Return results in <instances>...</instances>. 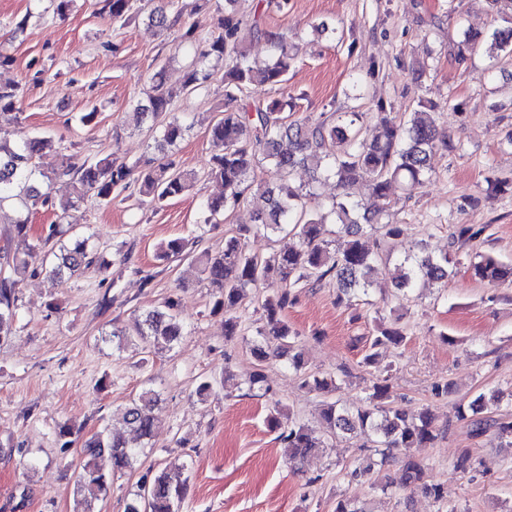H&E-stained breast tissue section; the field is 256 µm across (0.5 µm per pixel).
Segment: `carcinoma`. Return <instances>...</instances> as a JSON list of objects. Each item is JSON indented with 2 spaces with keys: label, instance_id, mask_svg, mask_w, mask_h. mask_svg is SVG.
Returning a JSON list of instances; mask_svg holds the SVG:
<instances>
[{
  "label": "carcinoma",
  "instance_id": "carcinoma-1",
  "mask_svg": "<svg viewBox=\"0 0 512 512\" xmlns=\"http://www.w3.org/2000/svg\"><path fill=\"white\" fill-rule=\"evenodd\" d=\"M234 4L235 0H225L224 12L217 19V34L203 40L196 24L183 18L181 10L175 8L174 0H98L96 13L109 17L116 26L123 27L145 13L148 22L159 30H178L176 48H194L181 85L174 87L165 80L166 64L175 59L170 55L153 74L147 97L138 105L140 115L150 121L154 150L162 158L147 156L127 163L104 155L76 164L67 155L56 170L38 174L34 166L36 155L54 146V139L36 134L13 141L8 130L0 126V207L13 200L24 207V212L14 221L15 236L24 248L6 261L13 275H0V342L16 333L19 279L15 275L34 277L44 272L60 280L65 272L93 263L84 239L75 241L71 247H59L54 264L38 259L42 245L64 234L62 224L70 208L88 196L107 204L122 194L133 199L139 208H157L193 189L198 176L178 169L172 159V147L192 129V125L179 119L176 104L205 87L219 66L224 69V106L212 115L207 125L212 157L204 177L221 182L224 195L202 204L207 213L204 223L218 221L225 213L236 210L244 203L245 193L254 186L263 190L267 208L256 215L253 224L233 228L224 236V248L215 254L203 251L196 256L193 243L176 239L162 249V256L173 261L195 256L201 272L216 288L214 313L238 309L254 288L270 289L261 302L266 329L257 331V335L266 343L271 339L278 341L276 354H287L296 370L302 367L297 335L282 317L291 290L314 287L334 274L341 290L338 302H343L346 296L368 294L375 264L393 254V241L405 232L404 225L385 222L392 186L415 189L428 173L433 151L440 146L451 147L430 117L438 105L420 101V110L406 121L379 112L378 131L370 140L362 137L359 112L347 114L339 124L325 120L292 121L294 104L285 84L288 71L297 59L295 48L282 36L269 33L267 37L274 48L271 60L259 63L250 59L242 38L246 22ZM489 5L506 26L487 33L466 31L464 44L473 48L484 46L493 58H511L512 0H489ZM263 87L278 91V96L263 100L252 97V93ZM17 101L18 89L0 88V116L19 121L21 112ZM307 163L314 166L317 176L335 180L340 190L325 210L311 206L313 192L290 181L294 168ZM59 180L77 181L76 196L65 202L56 201L50 187ZM359 181L368 183L378 201L377 210L370 215L359 213V202L351 198L350 188ZM38 208L56 213V221L48 226L41 245L28 242L29 214ZM329 224L335 226L334 231H328ZM378 225L385 229L382 237L372 243L365 241L367 231ZM287 229L299 238L296 248L288 252L273 249L261 254L248 251L250 238L261 234L269 238ZM486 229L485 225L461 224L452 235L451 245L475 240ZM330 233L343 239V246L333 252L326 239ZM451 263L453 257L448 253L440 257L422 251L406 254L399 259L396 287L411 290L422 279L443 282L448 279ZM470 267L478 279L512 284V263L482 256L479 261L471 262ZM134 331L146 347L158 352L171 350L183 334L177 301L170 298L164 309L147 312L144 320L135 321ZM405 339L402 328L379 323L371 348L399 345ZM502 398L500 392L480 394L468 406L457 407L456 418L470 421L479 435L491 426L499 438H511L512 445V418L500 417L490 422L479 418L498 409ZM158 402L159 395L147 389L127 410L126 423L139 437L151 436ZM322 418L327 431L334 436L361 430L375 437L377 458L370 457L365 466L352 470L351 479L372 477L385 465L390 453L399 449L404 451V486L442 498L441 488L428 482L424 466L410 454L411 449L426 448L437 439L434 417L427 408L410 415L392 405L388 379L380 380L373 387L369 406L352 411L330 401L324 404ZM268 422L280 429L279 439L291 463L296 464L324 447V441L302 424L290 420L283 428L273 414ZM81 455L75 512H94L95 501L107 493L115 473L132 467L138 451L102 430L84 440ZM186 492L185 482L174 481L163 473L151 479L145 477L137 493L126 503L125 512H178Z\"/></svg>",
  "mask_w": 512,
  "mask_h": 512
}]
</instances>
